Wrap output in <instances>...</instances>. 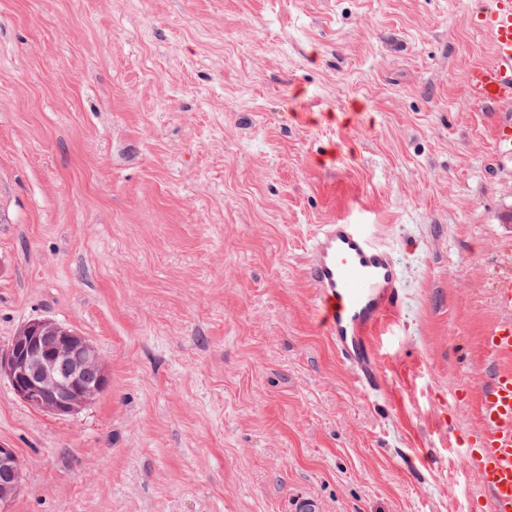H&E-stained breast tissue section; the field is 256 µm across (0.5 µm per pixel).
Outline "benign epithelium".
I'll return each instance as SVG.
<instances>
[{"instance_id": "benign-epithelium-1", "label": "benign epithelium", "mask_w": 512, "mask_h": 512, "mask_svg": "<svg viewBox=\"0 0 512 512\" xmlns=\"http://www.w3.org/2000/svg\"><path fill=\"white\" fill-rule=\"evenodd\" d=\"M100 362L95 348L75 331L52 320L30 322L19 329L10 346L0 351V374L7 376L15 395L28 406L65 417L77 412L106 384V377L91 388L79 387L57 375V362ZM0 472L10 475L0 488V507H6L24 485V471L15 449L0 445Z\"/></svg>"}]
</instances>
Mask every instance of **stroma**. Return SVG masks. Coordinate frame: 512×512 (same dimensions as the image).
I'll return each instance as SVG.
<instances>
[{
  "instance_id": "obj_1",
  "label": "stroma",
  "mask_w": 512,
  "mask_h": 512,
  "mask_svg": "<svg viewBox=\"0 0 512 512\" xmlns=\"http://www.w3.org/2000/svg\"><path fill=\"white\" fill-rule=\"evenodd\" d=\"M487 0H0V350L53 320L108 386L0 376L7 512H490L457 436L499 365L512 102ZM371 225L407 298L356 385L306 274ZM476 23L491 36L493 62L477 71L473 87L489 101H511L512 1L492 0L489 8L478 12ZM76 364L100 363L95 348L83 336L52 320L30 322L19 329L10 346L0 351V374H5L15 395L28 406L65 417L77 412L99 392L107 380L101 372L100 383L91 388L71 381ZM59 360V362H58ZM57 362L64 381L57 375ZM0 472L10 475L6 485L0 488V507L4 509L20 492L24 485V471L14 448L0 445Z\"/></svg>"
}]
</instances>
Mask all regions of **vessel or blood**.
I'll list each match as a JSON object with an SVG mask.
<instances>
[{
  "label": "vessel or blood",
  "mask_w": 512,
  "mask_h": 512,
  "mask_svg": "<svg viewBox=\"0 0 512 512\" xmlns=\"http://www.w3.org/2000/svg\"><path fill=\"white\" fill-rule=\"evenodd\" d=\"M476 22L491 36L493 61L477 71L473 87L487 100L511 101L512 0H491ZM307 275L337 353L354 370L361 388L381 391L371 336L404 300L394 253L376 241L370 225L325 224L310 245ZM495 304L505 320L486 331L484 345L507 366L494 374L481 397L480 425L463 455L492 512H512V277L500 281Z\"/></svg>",
  "instance_id": "b4317fda"
}]
</instances>
